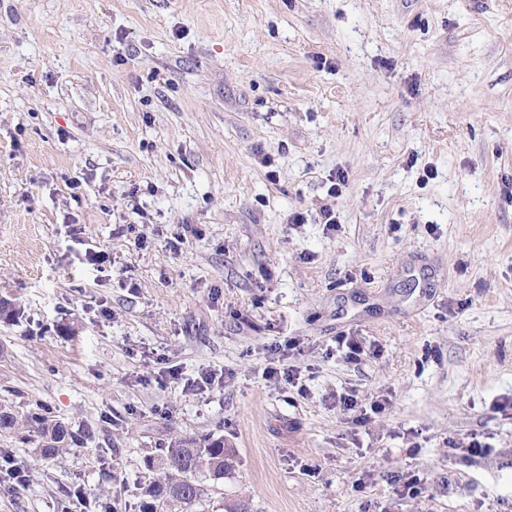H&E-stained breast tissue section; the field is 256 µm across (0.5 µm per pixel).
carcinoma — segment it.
<instances>
[{
  "instance_id": "cac0c4a2",
  "label": "carcinoma",
  "mask_w": 512,
  "mask_h": 512,
  "mask_svg": "<svg viewBox=\"0 0 512 512\" xmlns=\"http://www.w3.org/2000/svg\"><path fill=\"white\" fill-rule=\"evenodd\" d=\"M33 432L40 437L37 451L42 456H53L59 450L81 443V436L61 422L44 415L34 414L27 418ZM231 455L224 447V439H208L201 443L193 438L171 441L160 449L157 457L146 460L147 466L160 463L166 470L165 477L155 481L146 489L150 501L142 503L141 512H157V504H180L193 506L200 497L196 484L198 474L205 472L214 480L224 478L229 469Z\"/></svg>"
}]
</instances>
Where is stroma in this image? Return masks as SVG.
Instances as JSON below:
<instances>
[{"instance_id": "stroma-1", "label": "stroma", "mask_w": 512, "mask_h": 512, "mask_svg": "<svg viewBox=\"0 0 512 512\" xmlns=\"http://www.w3.org/2000/svg\"><path fill=\"white\" fill-rule=\"evenodd\" d=\"M1 301L0 512H512V0H0ZM27 423L33 429L32 432L40 437L36 450L41 456H53L60 449L68 446L79 445L81 436L64 425L62 422L50 420L45 415L34 414L28 416ZM159 450L161 454L157 455V460L166 470L165 477L146 489L145 496L151 502H143L140 512H157V504L161 501L169 506L177 503L189 509L201 495L196 484L198 474L206 472L213 480L223 479L232 457L229 449L224 448L223 438L208 439L205 443L193 438H180Z\"/></svg>"}]
</instances>
